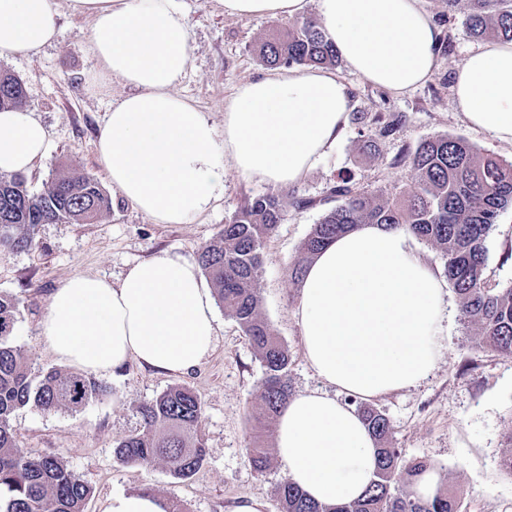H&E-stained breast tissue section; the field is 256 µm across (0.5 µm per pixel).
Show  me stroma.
I'll return each mask as SVG.
<instances>
[{
	"mask_svg": "<svg viewBox=\"0 0 512 512\" xmlns=\"http://www.w3.org/2000/svg\"><path fill=\"white\" fill-rule=\"evenodd\" d=\"M57 36L30 54L0 56L24 85L23 107L45 127L48 155L28 172L32 192L45 191L59 171L87 173L110 191L112 210L93 224L41 225L34 247L0 251V291L19 306L15 336L32 355L33 372L68 371L47 347L40 322L50 295L63 281L93 275L119 283L135 263L176 252L197 260L199 249L219 233L244 196L272 192V185L250 181L233 168L224 170V190L205 213L187 224H158L139 211L112 184L97 157V140L112 105L131 94L118 78L97 80L99 65L90 51L92 21L74 13L70 0H55ZM184 13L191 58L174 92L203 112L216 127L224 107L241 84L268 75L256 48L274 32L296 26L297 18H242L225 13L220 0H176ZM441 32L439 65L431 78L396 96L374 86L338 63L333 71L348 84L352 109L399 120L397 130L376 137L374 127L347 121L336 145L294 186L315 207H288L285 219L264 249L259 279L261 312L287 345L293 393L322 387L307 364L295 316L300 284L289 268L300 242L318 222L321 200L338 176L351 177L369 192L399 193L411 181L404 155L423 140L448 135L464 138L478 151L512 161V147L469 127L452 102L454 75L480 45L464 33L462 10L446 0H420ZM489 287L512 286V206L501 210L487 239ZM448 340L435 370L421 385L375 399L393 427L396 448L408 458L423 457L436 466L460 512H512V474L499 465L504 430L512 419V356L476 346L467 336L456 292L448 297ZM217 336L211 354L189 374H169L128 363L102 383L109 398L73 411H19L13 420L17 451L24 456L59 455L91 488L85 512H102L111 495L150 489L164 500L181 501L188 512H235L248 499L261 512H277L275 489L287 476L279 460L266 472L252 469L246 450L252 437L250 414L258 401L263 367L238 324L215 311ZM172 386L196 391L204 401L206 460L191 478H174L163 462L149 467L125 464L114 450L140 429L137 407Z\"/></svg>",
	"mask_w": 512,
	"mask_h": 512,
	"instance_id": "obj_1",
	"label": "stroma"
}]
</instances>
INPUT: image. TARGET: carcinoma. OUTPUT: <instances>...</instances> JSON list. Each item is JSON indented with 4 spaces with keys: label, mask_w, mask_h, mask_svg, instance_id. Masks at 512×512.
I'll list each match as a JSON object with an SVG mask.
<instances>
[{
    "label": "carcinoma",
    "mask_w": 512,
    "mask_h": 512,
    "mask_svg": "<svg viewBox=\"0 0 512 512\" xmlns=\"http://www.w3.org/2000/svg\"><path fill=\"white\" fill-rule=\"evenodd\" d=\"M453 10L465 3L464 26L473 38L512 40V0H447ZM258 58L269 66H334L336 48L314 20L264 41ZM25 90L13 74L0 69V110L23 104ZM410 188L397 199L369 193L340 177L329 185L325 205L300 245L291 268L293 282L302 280L306 264L338 235L360 224L404 229L438 251L445 273L459 298L469 336L481 348L512 355V287H488L484 270L486 241L499 212L512 206V163L481 153L461 137L435 136L405 157ZM308 208L315 201L291 194L248 196L218 236L203 246L198 263L209 279L216 303L248 337L264 368L256 430L276 418L287 405L291 388L288 347L260 312L258 288L263 249L285 216L287 205ZM112 209L111 197L90 175L60 174L43 193L28 188L22 174L0 173V249L23 251L36 244L42 224H88ZM18 302L0 292V512H84L91 489L58 456L24 457L17 453L12 420L17 411L35 407L51 413L61 406L74 411L110 395L92 376L56 369L32 373L27 351L14 343ZM361 413L378 447V467L362 498L328 505L311 500L287 481L276 490L278 512H459L448 486L437 483L428 495L419 481L435 471L422 458L405 460L392 445L387 416L361 401ZM142 429L119 442L118 460L150 466L166 464L170 474L188 479L206 459L202 430L204 406L193 390L177 386L140 404ZM507 451L500 467L512 474V420L506 424ZM247 457L254 470L270 464L269 449L256 435Z\"/></svg>",
    "instance_id": "carcinoma-1"
}]
</instances>
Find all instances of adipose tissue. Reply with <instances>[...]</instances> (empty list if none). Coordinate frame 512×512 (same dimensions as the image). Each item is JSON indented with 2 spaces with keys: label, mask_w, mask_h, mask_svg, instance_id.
I'll use <instances>...</instances> for the list:
<instances>
[{
  "label": "adipose tissue",
  "mask_w": 512,
  "mask_h": 512,
  "mask_svg": "<svg viewBox=\"0 0 512 512\" xmlns=\"http://www.w3.org/2000/svg\"><path fill=\"white\" fill-rule=\"evenodd\" d=\"M92 20L104 77L133 94L113 106L97 152L113 187L158 224H186L224 186V167L286 187L333 147L351 110L346 84L319 69H282L237 87L224 128L174 95L190 58L175 0H71ZM238 17L317 19L347 67L392 94L437 67L439 31L419 0H221ZM56 37L54 0H0V55ZM453 104L470 127L512 145V41L486 43L458 68ZM45 128L24 109L0 111V173L45 156ZM444 280L414 236L366 224L327 245L303 274L296 315L308 365L324 388L289 399L276 452L291 482L323 503L360 497L378 463L354 400L419 386L437 366L448 319ZM40 333L59 359L93 373L129 361L187 374L212 351L216 318L196 264L177 253L133 265L119 283L77 275L50 296Z\"/></svg>",
  "instance_id": "adipose-tissue-1"
}]
</instances>
